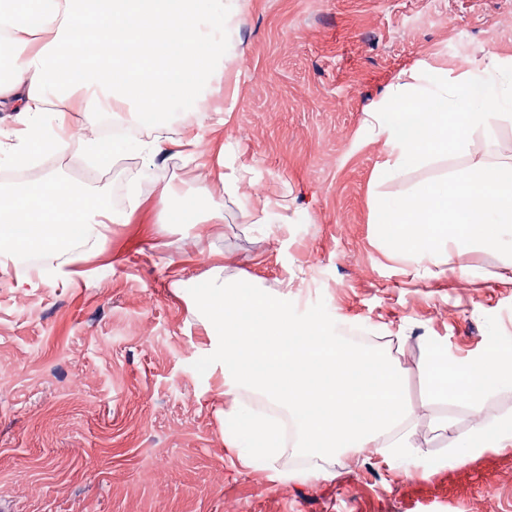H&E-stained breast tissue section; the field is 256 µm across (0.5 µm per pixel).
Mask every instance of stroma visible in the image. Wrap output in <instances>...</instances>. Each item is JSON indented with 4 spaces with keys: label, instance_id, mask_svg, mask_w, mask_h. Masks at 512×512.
I'll return each mask as SVG.
<instances>
[{
    "label": "stroma",
    "instance_id": "35a3bbf8",
    "mask_svg": "<svg viewBox=\"0 0 512 512\" xmlns=\"http://www.w3.org/2000/svg\"><path fill=\"white\" fill-rule=\"evenodd\" d=\"M235 101L215 138L242 193L220 192V224L164 225L130 240L123 224L66 254L57 272L0 263V507L6 512H512V447L426 464L483 417L512 415V383L489 379L481 409L431 395L428 348L452 361L512 345V285L503 257L474 247L408 259L382 242L374 201L451 171L505 159L512 120L462 155L376 178L385 137L367 109L418 83L421 70L512 55V0H250L233 25ZM39 163L115 212L130 187L167 185L199 200L200 168L178 147L153 165L128 155L77 165L86 126ZM266 202L258 223L243 213ZM261 281L297 311L324 301L341 326L382 340L404 376L412 459L390 449L290 466L295 446L243 463L224 439V408L253 413L221 364H193L218 343L190 285L213 266Z\"/></svg>",
    "mask_w": 512,
    "mask_h": 512
}]
</instances>
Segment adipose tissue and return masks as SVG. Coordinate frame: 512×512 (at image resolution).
Segmentation results:
<instances>
[{"mask_svg": "<svg viewBox=\"0 0 512 512\" xmlns=\"http://www.w3.org/2000/svg\"><path fill=\"white\" fill-rule=\"evenodd\" d=\"M247 0H0V56L8 71L0 74V112L16 113L22 124L15 161H31L40 149L39 131L51 130L56 145L73 138L70 115L83 113L97 124L107 112L131 111L133 121L151 138L130 144L113 139L104 147L83 141L95 165L136 150L152 165L166 152L159 131L173 113L188 116L178 146L193 160L207 159L213 146L205 118L213 111L210 95L224 74L230 26L242 16ZM80 85L81 96L70 94ZM512 111V56L497 58L493 69L477 66L455 74L434 70L413 90L388 98L368 117L385 137L388 150L378 173L392 177L436 157L469 151L472 136L491 130ZM176 187H165L157 201L130 194L128 211L117 213L102 200L60 179L47 176L37 188L0 195V256L32 250L56 261L70 242L59 236L21 233L24 224H62L80 238L102 239L108 224H136L151 210L149 223L136 224L141 235H155L165 223ZM437 396L481 407L488 374L512 376V347L497 346L483 358L451 362L433 348L421 365ZM246 430L252 452L273 453L277 430L259 416L241 420L237 407L224 411V437L240 447Z\"/></svg>", "mask_w": 512, "mask_h": 512, "instance_id": "1", "label": "adipose tissue"}]
</instances>
